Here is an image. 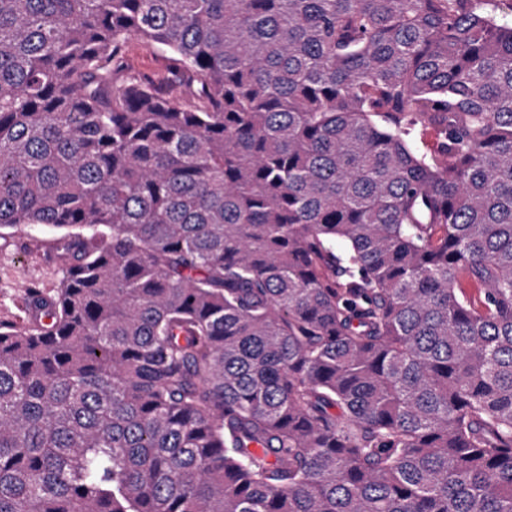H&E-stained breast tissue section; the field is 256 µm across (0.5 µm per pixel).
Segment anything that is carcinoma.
<instances>
[{"label": "carcinoma", "mask_w": 512, "mask_h": 512, "mask_svg": "<svg viewBox=\"0 0 512 512\" xmlns=\"http://www.w3.org/2000/svg\"><path fill=\"white\" fill-rule=\"evenodd\" d=\"M499 2L0 0V512H512ZM125 62L134 72L155 83H162L167 72V60L156 47L140 39H132L126 44ZM55 239L41 226H22L0 238V321H22V300L33 282L47 293L59 288L65 270L56 259Z\"/></svg>", "instance_id": "obj_1"}]
</instances>
